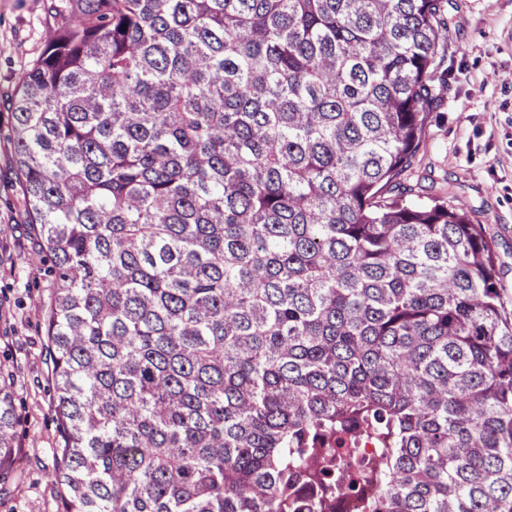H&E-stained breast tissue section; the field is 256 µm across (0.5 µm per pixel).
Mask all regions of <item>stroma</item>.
I'll return each instance as SVG.
<instances>
[{"label": "stroma", "instance_id": "35a3bbf8", "mask_svg": "<svg viewBox=\"0 0 512 512\" xmlns=\"http://www.w3.org/2000/svg\"><path fill=\"white\" fill-rule=\"evenodd\" d=\"M447 10L448 82L437 87L441 102L404 178L414 201L448 196L477 217L495 244L497 286L512 304V0H448ZM52 32L44 0H0V364L16 376L19 418L0 512H58L43 325L52 279L22 194L7 109Z\"/></svg>", "mask_w": 512, "mask_h": 512}]
</instances>
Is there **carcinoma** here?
Wrapping results in <instances>:
<instances>
[{
  "mask_svg": "<svg viewBox=\"0 0 512 512\" xmlns=\"http://www.w3.org/2000/svg\"><path fill=\"white\" fill-rule=\"evenodd\" d=\"M9 103L58 512H512V310L483 226L399 185L444 0H75ZM390 439L375 463L325 438ZM17 453L0 367V482Z\"/></svg>",
  "mask_w": 512,
  "mask_h": 512,
  "instance_id": "cac0c4a2",
  "label": "carcinoma"
}]
</instances>
